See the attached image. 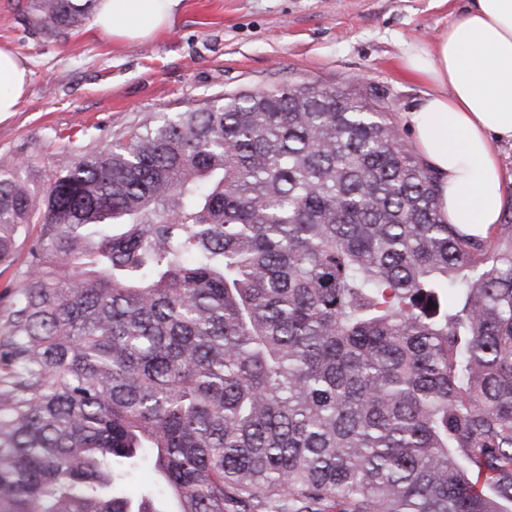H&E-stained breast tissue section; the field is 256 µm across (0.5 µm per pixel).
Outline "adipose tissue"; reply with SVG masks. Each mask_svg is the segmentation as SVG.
<instances>
[{"label": "adipose tissue", "instance_id": "1", "mask_svg": "<svg viewBox=\"0 0 512 512\" xmlns=\"http://www.w3.org/2000/svg\"><path fill=\"white\" fill-rule=\"evenodd\" d=\"M182 0H99L93 27L136 43L173 25ZM404 69L429 90L405 113L418 155L434 172L444 220L485 234L503 213L496 142L512 141V0H476L433 44L408 47ZM29 74L0 46V114L17 111Z\"/></svg>", "mask_w": 512, "mask_h": 512}]
</instances>
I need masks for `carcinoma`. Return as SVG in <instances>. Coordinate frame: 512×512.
<instances>
[{
    "label": "carcinoma",
    "instance_id": "1",
    "mask_svg": "<svg viewBox=\"0 0 512 512\" xmlns=\"http://www.w3.org/2000/svg\"><path fill=\"white\" fill-rule=\"evenodd\" d=\"M22 250L0 512H512V218L445 222L380 106L287 83L0 168Z\"/></svg>",
    "mask_w": 512,
    "mask_h": 512
}]
</instances>
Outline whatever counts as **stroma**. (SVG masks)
<instances>
[{"mask_svg": "<svg viewBox=\"0 0 512 512\" xmlns=\"http://www.w3.org/2000/svg\"><path fill=\"white\" fill-rule=\"evenodd\" d=\"M29 0H0V46L29 70L18 111L0 115V168L45 174L59 154L110 144L143 119L229 92L318 82L381 106L404 144L403 115L427 86L407 73L465 0H183L171 28L134 44L91 21L63 34L33 26Z\"/></svg>", "mask_w": 512, "mask_h": 512, "instance_id": "obj_1", "label": "stroma"}]
</instances>
